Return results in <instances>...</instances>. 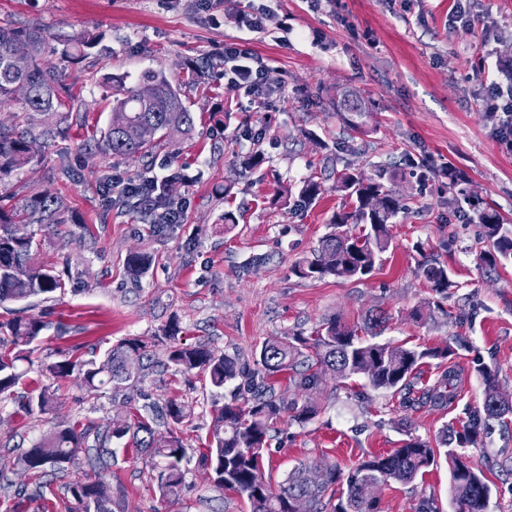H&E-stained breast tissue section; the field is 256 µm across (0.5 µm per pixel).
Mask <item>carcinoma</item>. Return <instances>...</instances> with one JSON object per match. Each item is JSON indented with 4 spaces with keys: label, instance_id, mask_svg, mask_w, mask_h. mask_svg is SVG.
Instances as JSON below:
<instances>
[{
    "label": "carcinoma",
    "instance_id": "carcinoma-1",
    "mask_svg": "<svg viewBox=\"0 0 512 512\" xmlns=\"http://www.w3.org/2000/svg\"><path fill=\"white\" fill-rule=\"evenodd\" d=\"M46 39L27 28L0 26V106L13 104L21 113L20 128L0 125V183L24 168L39 162L31 151L35 142L46 146L54 140L66 123L72 107L58 91L54 79L42 68L41 55ZM94 40L75 36L63 44L61 55L75 59L91 48ZM112 83V108L101 150L132 159H150L163 143L177 137H188L195 126L194 113L181 87L158 71L143 73L132 86L122 77H107ZM371 103L351 94L336 99V112L354 131L361 125L357 118L368 111ZM151 126L159 137L143 141L139 130ZM393 177L383 167L371 175L345 167L336 172V191L344 203L329 224L313 257L293 268L302 278L332 276L342 280H361L382 262L391 243L390 224L404 210L403 199L388 189L384 179ZM324 191L322 182L307 178L297 186V198L310 206ZM491 249L482 254V262L495 267L512 260V234L504 228L500 214L488 207L476 211ZM65 209L59 198L47 191L36 193L20 204L4 203L0 196V303H27L40 295L66 287L63 275L54 269L30 264L32 252L39 246L37 231L25 239L14 235V226H38V231L67 223ZM150 265V257L133 252L126 258V267L134 278L141 277ZM419 270L439 300L427 301L413 312L420 320L431 315L432 307L448 298L453 286L448 268L423 257ZM389 317L378 310L366 313L362 325H352L333 318L305 336L301 332L283 340L265 341L243 360L222 354L207 343L185 344L180 327L171 320L158 330L151 341L125 338L98 359L82 360L70 356L40 365L41 375L49 379L78 375L88 391L96 394L112 391V398L142 382L143 361L151 358L152 348L164 350L162 366L176 372L201 370L209 377L215 390L235 385L237 394L217 410L206 451L201 453L198 467L213 487L247 498L252 512H296L295 504L306 503L307 512H380L378 499L371 488L392 480L414 481L436 465L440 458L448 464L450 489L459 504V512H486L491 488L481 466L460 452L473 444L491 420L512 415V400L499 391L496 376L482 371L484 399L468 424L456 435L448 429L440 433L434 448L429 442L410 437L393 452L374 455L343 472L336 465L322 468L323 479L313 477L312 467L299 464L286 478L274 486L265 477L263 452L267 449L270 423L287 414L299 423L318 414L311 397L323 372L329 370L343 380L363 377L377 391H394L404 403L429 401L443 404L456 395L458 373L444 370L435 384L421 396H414L420 367L427 359H446L450 348L406 347L379 342L376 337ZM47 327L41 316L16 315L0 321V395L8 397L20 380L30 371V345ZM289 377L296 397L288 400L277 391L279 377ZM55 390L44 386L26 397L21 411L48 414L56 408ZM190 416L185 405L173 400H148L134 413L129 423L121 410L112 414V425L102 427L91 420L61 424L41 435L19 457L11 468L31 476L52 469L65 472L83 462L93 469L107 470L112 465V440L122 439L129 432L142 434L135 441L141 453L164 461L158 477L160 492L177 497L186 481L182 461L186 448L175 433ZM74 501L73 512H112V484L98 476L68 485Z\"/></svg>",
    "mask_w": 512,
    "mask_h": 512
}]
</instances>
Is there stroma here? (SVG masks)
Listing matches in <instances>:
<instances>
[{
  "instance_id": "35a3bbf8",
  "label": "stroma",
  "mask_w": 512,
  "mask_h": 512,
  "mask_svg": "<svg viewBox=\"0 0 512 512\" xmlns=\"http://www.w3.org/2000/svg\"><path fill=\"white\" fill-rule=\"evenodd\" d=\"M255 6L264 12L259 33L239 23ZM456 6L457 0H0V25L45 35L44 64L74 104L67 133L41 162L0 184L14 203L47 190L66 207V223L43 236L33 257L35 265L72 275L64 292L29 309L51 323L33 359L61 352L97 358L123 338L150 339L171 317L186 342L247 358L264 341L311 333L334 316L357 322L371 309L389 316L381 341L450 347L447 361L422 365L418 383L432 386L444 366H453L457 395L442 406L406 407L401 395L371 389L360 400L325 372L313 394L319 414L271 426L264 467L275 483L300 462L346 470L392 452L407 436L432 442L442 428L461 429L482 406V370L495 373L500 392L512 399V263L483 264L489 244L473 210L488 205L512 222V151L496 138L483 85L487 77L505 82L512 70V0H469L475 28L468 33L448 28ZM80 34L97 36L96 46L79 59H62L56 45ZM232 40L245 42L281 83L267 106L228 88L218 50ZM147 70L184 84L195 130L158 151L145 170L99 145L112 93L105 77L131 85ZM344 88L372 103L352 134L329 104ZM251 128L260 138L246 137ZM252 151L264 163L241 168L239 156ZM422 158L463 171L466 199L452 200L443 176L419 185L411 163ZM347 164L368 173L395 166L387 186L409 211L396 217L392 243L371 275L300 278L294 265L318 248L342 199L328 190L303 207L285 200L286 190ZM139 171L167 181L184 205L181 223L155 232L139 210L110 201L105 181ZM228 211L237 225H225ZM134 251L153 258L137 281L124 266ZM425 256L448 267L454 286L441 312L417 322L411 312L429 296L418 269ZM43 384L30 371L14 398L0 401V512H66L67 485L90 475L89 467L38 479L8 470V462L56 423L112 422L110 397L91 395L75 376L55 383L56 413H20L17 397ZM127 395L136 405L148 395L190 406L178 430L188 474L179 497L161 498L158 463L132 452L131 440L112 441V466L103 477L117 490L113 512H250L246 500L215 489L197 466L214 411L229 392H212L200 372L151 367ZM465 452L485 468L487 512H512V422L481 433ZM43 482L53 490L47 500L38 495ZM22 485L28 495L18 502L13 494ZM425 497L439 512H457L446 463L377 492L381 512H415Z\"/></svg>"
}]
</instances>
